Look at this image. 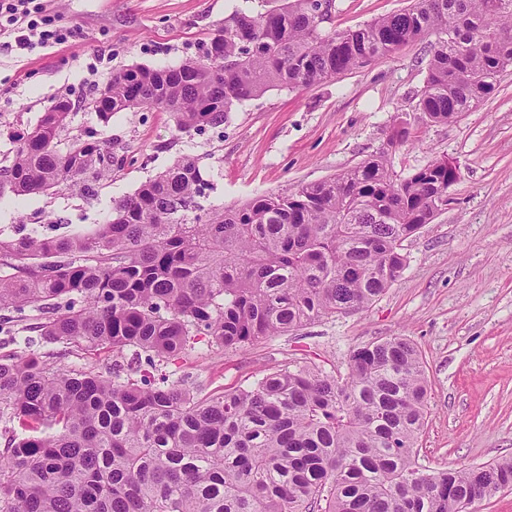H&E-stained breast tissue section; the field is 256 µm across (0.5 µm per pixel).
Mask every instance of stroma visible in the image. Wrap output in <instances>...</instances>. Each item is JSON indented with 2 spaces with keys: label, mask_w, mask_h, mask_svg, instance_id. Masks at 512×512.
Listing matches in <instances>:
<instances>
[{
  "label": "stroma",
  "mask_w": 512,
  "mask_h": 512,
  "mask_svg": "<svg viewBox=\"0 0 512 512\" xmlns=\"http://www.w3.org/2000/svg\"><path fill=\"white\" fill-rule=\"evenodd\" d=\"M278 0H52L68 43L0 54V162L15 138L55 100L79 106L70 133H97L115 154L95 195L71 186L0 199V237L90 233L115 201L132 194L175 157L196 158L208 203L241 204L333 177L387 149L393 128L407 141L390 150L403 178L434 159L456 162L446 210L404 243L402 276L369 308L324 318L241 350L197 344L160 372L187 373L198 396L236 387L261 370L296 362L339 376L350 349L390 336L412 340L426 365L428 414L419 461L432 471L512 457V72L494 95L457 122L418 110L428 44L417 41L305 89L274 88L244 101L224 124L177 134L172 113L142 108L101 121L82 107L90 82L113 70L176 67L202 56L214 29L245 8ZM411 0H334L324 31L354 29L408 8ZM112 60L90 76L96 56Z\"/></svg>",
  "instance_id": "35a3bbf8"
}]
</instances>
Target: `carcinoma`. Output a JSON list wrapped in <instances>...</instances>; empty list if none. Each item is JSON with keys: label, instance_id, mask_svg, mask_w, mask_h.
<instances>
[{"label": "carcinoma", "instance_id": "carcinoma-1", "mask_svg": "<svg viewBox=\"0 0 512 512\" xmlns=\"http://www.w3.org/2000/svg\"><path fill=\"white\" fill-rule=\"evenodd\" d=\"M224 19L199 59L112 72L104 122L141 108L176 131L219 126L273 88L304 89L429 44L419 110L458 120L512 68V0H413L324 33L310 0ZM44 112L0 167V198L93 191L112 147L73 136L74 103ZM436 158L397 183L388 152L242 206H205L193 157L141 183L87 235L0 239V317L47 343L110 351V375L27 350L0 357V512H470L512 489V458L431 472L418 463L428 381L403 336L355 347L348 373L295 364L198 397L189 375L123 378L126 354L169 363L206 341L241 350L371 305L406 267L403 242L448 205Z\"/></svg>", "mask_w": 512, "mask_h": 512}]
</instances>
